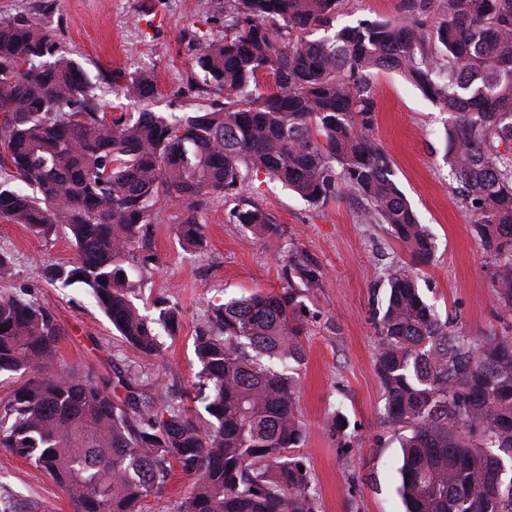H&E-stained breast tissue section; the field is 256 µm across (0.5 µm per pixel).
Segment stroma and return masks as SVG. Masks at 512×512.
<instances>
[{
  "instance_id": "1",
  "label": "stroma",
  "mask_w": 512,
  "mask_h": 512,
  "mask_svg": "<svg viewBox=\"0 0 512 512\" xmlns=\"http://www.w3.org/2000/svg\"><path fill=\"white\" fill-rule=\"evenodd\" d=\"M218 0H0V17L27 13L99 82L109 113H136L140 104L109 83L113 70L151 72L159 112L205 107V95L187 83L195 30L224 32ZM403 0H340L338 25L403 17ZM378 112L373 137L392 162L395 178L434 236L431 262L414 266L386 225L365 222L353 201L339 197L320 206L301 200L263 173L250 174L237 201L203 203L201 250L183 247L177 227L188 215L178 198L160 202L151 226L156 267L137 285L147 314L159 305L179 309L182 323L164 337L160 357L147 358L125 343L82 288L50 281L47 270L67 266L75 250L66 230L43 238L0 220V247L14 256L5 289L24 292L56 316L64 330L61 365L76 376H112L114 365H133L150 391L185 394L199 365L195 327L208 306L233 297L282 291L290 252L315 265L318 281L302 291L305 359L298 366L299 408L306 441L298 456L317 492V512H404L397 493L400 430L384 419V392L376 371L377 317L386 300L388 271L413 269L421 291L453 330L477 340L512 336V312L492 287L493 265L471 217L448 177L443 137L448 114L398 72L373 78ZM267 211L282 230L258 237L236 224L238 205ZM342 415L341 432L331 428ZM0 512H73L68 497L42 471L0 449Z\"/></svg>"
}]
</instances>
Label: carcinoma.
I'll list each match as a JSON object with an SVG mask.
<instances>
[{
    "label": "carcinoma",
    "mask_w": 512,
    "mask_h": 512,
    "mask_svg": "<svg viewBox=\"0 0 512 512\" xmlns=\"http://www.w3.org/2000/svg\"><path fill=\"white\" fill-rule=\"evenodd\" d=\"M340 0H224V35L197 34L202 111L109 115L97 84L25 14L0 19V220L77 257L49 271L78 283L141 354L162 353L180 311L134 302L131 276L155 265L150 226L166 197L190 211L179 237L203 246L192 211L238 197L262 172L312 206L343 196L385 224L418 264L432 235L369 135L373 77L394 70L448 112L445 159L512 309V0H404L398 20L336 26ZM138 101L155 77L112 71ZM248 232L278 228L234 211ZM288 288L211 304L195 330L198 401L144 390L141 372L80 378L57 368L61 325L26 293L0 294V374L28 375L0 407V447L46 474L73 512H144L174 468L192 477L176 512H317L305 463L296 366L302 294L318 272L298 254ZM80 279H75V276ZM376 368L385 421L405 429V512H512V342L456 335L408 270L388 278Z\"/></svg>",
    "instance_id": "carcinoma-1"
}]
</instances>
